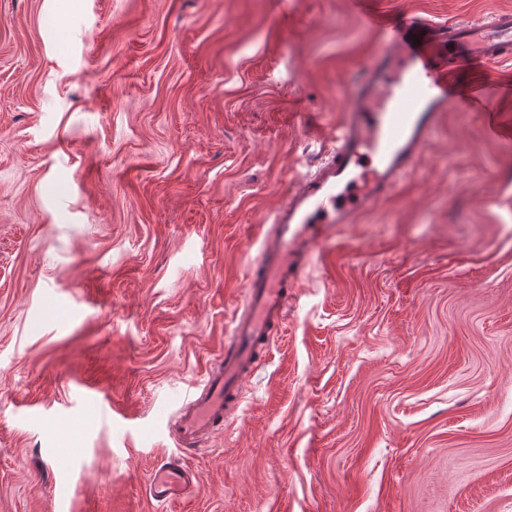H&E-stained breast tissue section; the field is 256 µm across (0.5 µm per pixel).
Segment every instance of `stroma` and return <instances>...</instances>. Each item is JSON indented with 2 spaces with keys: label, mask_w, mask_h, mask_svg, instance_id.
Listing matches in <instances>:
<instances>
[{
  "label": "stroma",
  "mask_w": 512,
  "mask_h": 512,
  "mask_svg": "<svg viewBox=\"0 0 512 512\" xmlns=\"http://www.w3.org/2000/svg\"><path fill=\"white\" fill-rule=\"evenodd\" d=\"M379 40L349 0H0V512H512V137L479 112L327 229L196 488L144 494ZM456 79L512 126V59Z\"/></svg>",
  "instance_id": "35a3bbf8"
}]
</instances>
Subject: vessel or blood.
<instances>
[{
  "instance_id": "obj_1",
  "label": "vessel or blood",
  "mask_w": 512,
  "mask_h": 512,
  "mask_svg": "<svg viewBox=\"0 0 512 512\" xmlns=\"http://www.w3.org/2000/svg\"><path fill=\"white\" fill-rule=\"evenodd\" d=\"M351 3L364 26L380 33V43L348 95L329 160L315 173L298 176L262 233L224 353L175 420L179 451L200 447L236 420L257 349L277 336L324 229L354 223L414 172L445 112L487 111L485 96L463 97L455 70L469 61L492 65L512 57L511 9L462 24L411 20L394 26L372 0ZM193 486V472L176 454L156 469L145 493L166 504Z\"/></svg>"
}]
</instances>
